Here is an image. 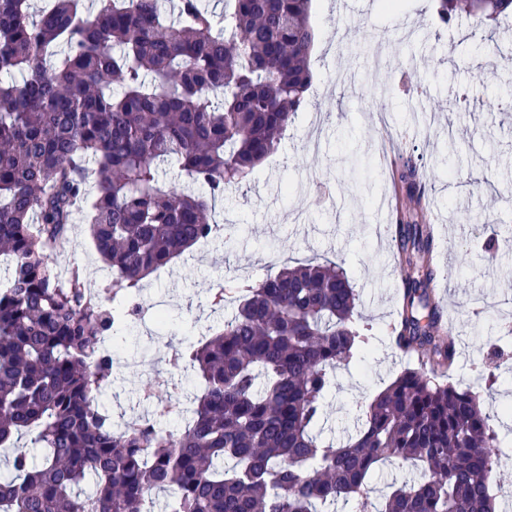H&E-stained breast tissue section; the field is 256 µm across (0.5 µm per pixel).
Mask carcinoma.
<instances>
[{"instance_id":"cac0c4a2","label":"carcinoma","mask_w":512,"mask_h":512,"mask_svg":"<svg viewBox=\"0 0 512 512\" xmlns=\"http://www.w3.org/2000/svg\"><path fill=\"white\" fill-rule=\"evenodd\" d=\"M512 0H438L443 23L480 25ZM312 0H0V512H497L498 428L440 382L457 360L433 288L418 164L393 175L411 207L396 224L407 269L391 337L420 359L366 403L356 431L323 437L334 372L369 347L342 265L300 261L249 287L222 329L172 359L200 381L182 429L115 424L101 404L116 358L104 347L139 316L143 280L214 237L215 202L278 147L312 82ZM175 163L192 193L159 182ZM84 216L110 280L103 296L53 267ZM127 299L122 314L110 303ZM44 449L34 462L21 445ZM420 471L369 501L379 464Z\"/></svg>"}]
</instances>
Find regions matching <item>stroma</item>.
I'll return each instance as SVG.
<instances>
[{
	"label": "stroma",
	"instance_id": "35a3bbf8",
	"mask_svg": "<svg viewBox=\"0 0 512 512\" xmlns=\"http://www.w3.org/2000/svg\"><path fill=\"white\" fill-rule=\"evenodd\" d=\"M313 0L314 83L276 152L249 182L227 188L216 203L224 235L198 244L150 275L140 300L142 320L125 324L112 349L118 364L103 402L113 421L151 418L176 430L180 418L162 414L165 393L195 388L192 372L170 367L218 329L236 306L219 286L257 282L284 263L342 261L367 320L370 350L336 371L324 407L326 437L344 440L357 409L413 359L396 353L387 336L399 307L404 271L387 234L394 199L392 171L399 155L421 163L435 236L434 288L443 320L461 357L445 380L472 385L486 405L512 400V375L502 388L472 382L471 367L491 354L512 357V109L505 96L504 57H512V21L474 29L467 18L443 23L434 0ZM413 59L417 70L405 71ZM422 94L407 105L413 82ZM467 106H457L460 94ZM498 233L486 257L481 244ZM54 264L63 277L79 271L86 287L107 278L84 220L72 227L68 251Z\"/></svg>",
	"mask_w": 512,
	"mask_h": 512
}]
</instances>
